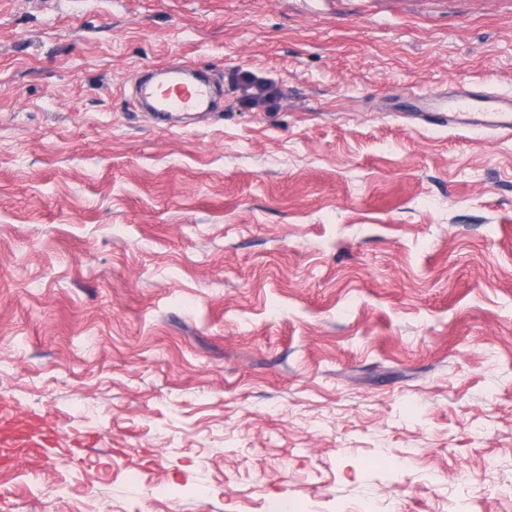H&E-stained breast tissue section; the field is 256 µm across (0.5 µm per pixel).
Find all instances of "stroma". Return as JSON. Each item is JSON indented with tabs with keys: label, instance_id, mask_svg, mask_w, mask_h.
<instances>
[{
	"label": "stroma",
	"instance_id": "1",
	"mask_svg": "<svg viewBox=\"0 0 512 512\" xmlns=\"http://www.w3.org/2000/svg\"><path fill=\"white\" fill-rule=\"evenodd\" d=\"M172 62L221 119L132 106ZM461 88L512 96V0H0V399L68 440L0 512H512V135L419 118ZM240 80L247 92V102L253 103L260 100H268L271 97L269 86L264 81L256 78L251 72H242Z\"/></svg>",
	"mask_w": 512,
	"mask_h": 512
}]
</instances>
